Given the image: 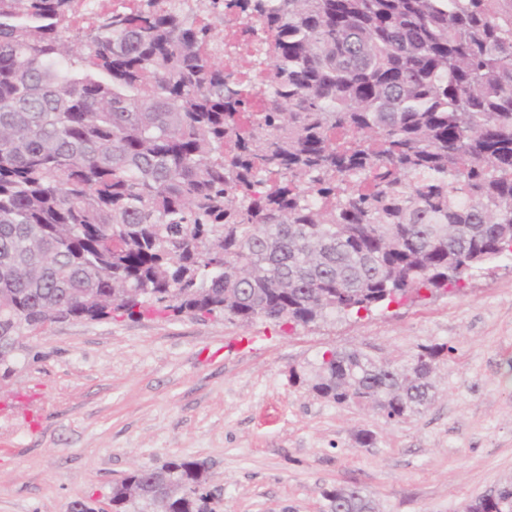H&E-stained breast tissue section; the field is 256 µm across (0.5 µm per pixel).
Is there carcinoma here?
Wrapping results in <instances>:
<instances>
[{
	"label": "carcinoma",
	"instance_id": "carcinoma-1",
	"mask_svg": "<svg viewBox=\"0 0 512 512\" xmlns=\"http://www.w3.org/2000/svg\"><path fill=\"white\" fill-rule=\"evenodd\" d=\"M76 5L0 0V336L117 313L308 326L458 292L512 243V0H126L84 44ZM452 352L326 350L311 389L398 422ZM163 469L186 490L167 512H207L200 462ZM153 477L129 472L112 512H147L124 486ZM474 503L512 512V482Z\"/></svg>",
	"mask_w": 512,
	"mask_h": 512
}]
</instances>
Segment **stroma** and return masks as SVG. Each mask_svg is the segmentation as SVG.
Segmentation results:
<instances>
[{"mask_svg": "<svg viewBox=\"0 0 512 512\" xmlns=\"http://www.w3.org/2000/svg\"><path fill=\"white\" fill-rule=\"evenodd\" d=\"M435 343L455 351L401 422L310 388L325 350ZM175 458L206 463L223 512H329L325 492L355 486L376 512H464L512 481V259L455 294L307 327L152 314L24 339L0 379V512H110L126 474Z\"/></svg>", "mask_w": 512, "mask_h": 512, "instance_id": "1", "label": "stroma"}]
</instances>
